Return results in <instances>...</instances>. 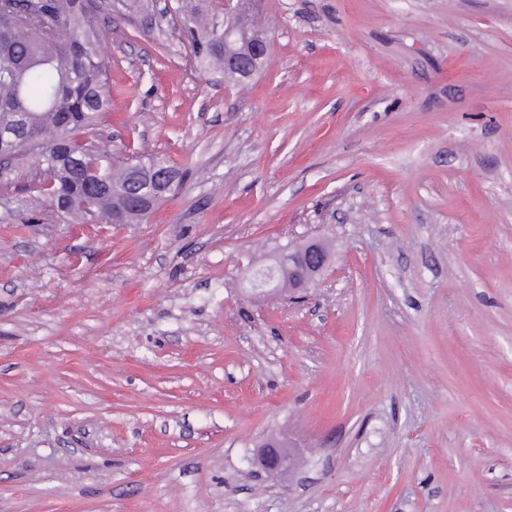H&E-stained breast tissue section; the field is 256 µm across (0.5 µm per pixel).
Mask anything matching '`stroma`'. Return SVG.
Masks as SVG:
<instances>
[{"label": "stroma", "mask_w": 512, "mask_h": 512, "mask_svg": "<svg viewBox=\"0 0 512 512\" xmlns=\"http://www.w3.org/2000/svg\"><path fill=\"white\" fill-rule=\"evenodd\" d=\"M175 2L105 11L86 137L176 196L76 224L0 176V512H512V0H259L244 84ZM312 238L321 283L244 288ZM258 461L267 474L276 477L290 472L294 466L288 446L276 438L263 445L258 454Z\"/></svg>", "instance_id": "35a3bbf8"}]
</instances>
